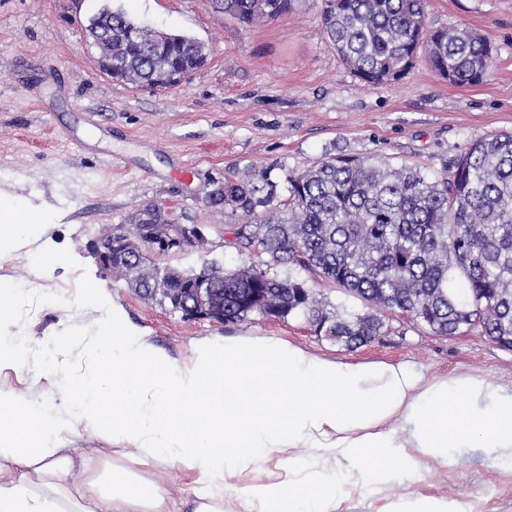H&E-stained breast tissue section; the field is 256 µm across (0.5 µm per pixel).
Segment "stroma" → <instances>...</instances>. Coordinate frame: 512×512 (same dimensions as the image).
I'll list each match as a JSON object with an SVG mask.
<instances>
[{
  "label": "stroma",
  "mask_w": 512,
  "mask_h": 512,
  "mask_svg": "<svg viewBox=\"0 0 512 512\" xmlns=\"http://www.w3.org/2000/svg\"><path fill=\"white\" fill-rule=\"evenodd\" d=\"M107 3L149 28L202 42L205 65L163 91L104 74L87 25ZM426 23L463 24L485 37L494 50L487 80L455 85L420 59L400 80L369 85L326 37L318 0H297L290 14L248 28L224 17L216 0H0V188L13 185L51 214L47 227L23 233L19 246L0 254V280L27 288L18 335L50 357L58 335H95L117 306L177 360L202 340L274 337L342 361L403 363L426 378L473 374L511 391L512 351L477 327L435 336L395 311L375 341L349 349L299 316L186 321L103 276L90 251L97 237L129 227L138 210L159 203L176 223L207 225L211 243L168 264L190 271L215 261L233 269L243 258L222 242L246 217L208 205L217 182L250 180L260 212L276 213L286 208L288 174L324 158H371L434 174L475 139L512 132V0H429ZM76 141L83 151L73 150ZM185 164L192 176L178 179ZM47 248L62 255L55 267L37 259ZM91 281L102 288L101 305L80 301ZM68 283L72 294L59 297ZM0 385L61 402L59 379L39 376L32 363L0 371ZM456 454L458 466L429 462L416 483L391 481L386 496L475 498L482 512H512V479L502 477L492 449Z\"/></svg>",
  "instance_id": "35a3bbf8"
}]
</instances>
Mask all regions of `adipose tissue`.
Listing matches in <instances>:
<instances>
[{
	"instance_id": "1",
	"label": "adipose tissue",
	"mask_w": 512,
	"mask_h": 512,
	"mask_svg": "<svg viewBox=\"0 0 512 512\" xmlns=\"http://www.w3.org/2000/svg\"><path fill=\"white\" fill-rule=\"evenodd\" d=\"M41 214L0 194V249ZM21 291L0 281V370L21 369L12 332ZM95 368L64 377L48 405L0 386V512H169L158 483L114 466L72 474L83 461L57 447L73 425L111 431L191 473V512H224V472L277 460L283 477L243 485L245 512H336L343 483L380 497L392 477L413 482L428 461L456 467L455 449H493L512 476V393L473 375L427 379L386 363H346L278 339L200 341L185 361L162 354L113 307L96 339ZM312 449L309 457L301 449ZM377 512H478L456 497L384 501Z\"/></svg>"
}]
</instances>
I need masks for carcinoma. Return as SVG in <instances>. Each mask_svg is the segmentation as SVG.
Returning <instances> with one entry per match:
<instances>
[{"instance_id": "cac0c4a2", "label": "carcinoma", "mask_w": 512, "mask_h": 512, "mask_svg": "<svg viewBox=\"0 0 512 512\" xmlns=\"http://www.w3.org/2000/svg\"><path fill=\"white\" fill-rule=\"evenodd\" d=\"M296 0H218L224 14L248 27L275 20ZM427 0H321L323 31L342 61L362 80L401 78L423 55L440 78L478 85L494 64L490 44L466 25L431 30ZM92 36L112 35V77L149 89L197 68L201 42L185 35L160 40L128 14L104 6L89 24ZM288 210L258 215L256 188L224 179V197L252 217L224 240L240 255L258 251L263 266L198 275L224 279V316L243 321L259 311L239 304L259 288L286 318L301 315L317 333L349 349L381 335L387 311L407 313L436 336L479 326L489 340L512 347V132L478 138L433 176L385 161L328 157L286 178ZM288 264L343 289L368 311L341 313L322 302L308 280L270 270ZM123 279L132 290L166 288L163 270L131 263Z\"/></svg>"}]
</instances>
